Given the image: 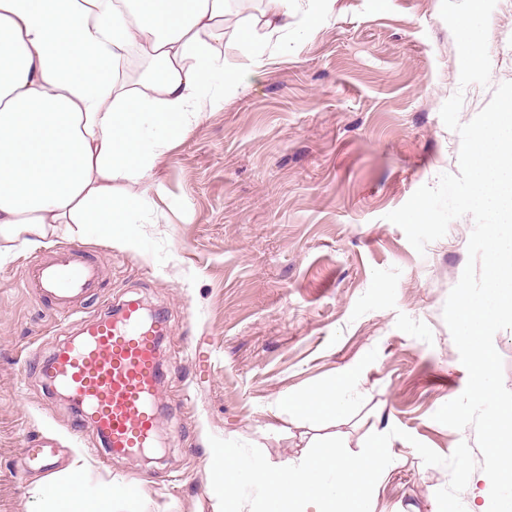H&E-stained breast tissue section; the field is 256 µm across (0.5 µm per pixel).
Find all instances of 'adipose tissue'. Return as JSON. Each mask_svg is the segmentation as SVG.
Returning a JSON list of instances; mask_svg holds the SVG:
<instances>
[{
    "mask_svg": "<svg viewBox=\"0 0 512 512\" xmlns=\"http://www.w3.org/2000/svg\"><path fill=\"white\" fill-rule=\"evenodd\" d=\"M226 0H0V237L42 246L47 227L96 226L112 242L137 223L163 185L154 170L167 151L223 93L263 67V43L292 26L295 0H267L263 39L241 34L253 59L242 72L226 66L214 41L224 35ZM162 66L128 86L130 51ZM347 380L285 398L288 409L338 424ZM73 460L58 483H38L51 512H112V493L84 495Z\"/></svg>",
    "mask_w": 512,
    "mask_h": 512,
    "instance_id": "ef3b65f1",
    "label": "adipose tissue"
}]
</instances>
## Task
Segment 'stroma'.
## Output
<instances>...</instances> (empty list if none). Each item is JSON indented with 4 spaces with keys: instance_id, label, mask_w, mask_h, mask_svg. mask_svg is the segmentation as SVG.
<instances>
[{
    "instance_id": "stroma-1",
    "label": "stroma",
    "mask_w": 512,
    "mask_h": 512,
    "mask_svg": "<svg viewBox=\"0 0 512 512\" xmlns=\"http://www.w3.org/2000/svg\"><path fill=\"white\" fill-rule=\"evenodd\" d=\"M441 0H297L299 17L318 13L314 34L289 31L287 54L224 95L160 160L165 193L129 246L89 227L58 229L39 248L63 245L97 257V296L60 316L28 286L21 241L0 239V512H39L22 450L55 440L52 473L84 457L87 496L114 491L112 512H218L206 462L209 436L257 446L271 465L297 458L306 441L330 437L326 423L287 410L283 396L347 373L340 430L350 453L392 428V466L376 485L375 512H435L449 472L425 465L422 442L443 456L474 428L433 419L465 389L468 374L443 307L468 259L472 217L417 252L387 213L420 186L457 173L460 137L440 109L463 91L461 122L512 81V0H497L489 24V86L460 88L459 57L440 16ZM227 11L219 48L236 69L242 28L259 18ZM137 300L161 311L158 449L109 456L41 373L82 321ZM138 483L145 498L125 495Z\"/></svg>"
}]
</instances>
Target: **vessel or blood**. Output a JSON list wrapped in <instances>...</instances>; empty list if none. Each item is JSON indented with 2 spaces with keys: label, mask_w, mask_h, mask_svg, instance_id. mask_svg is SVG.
Wrapping results in <instances>:
<instances>
[{
  "label": "vessel or blood",
  "mask_w": 512,
  "mask_h": 512,
  "mask_svg": "<svg viewBox=\"0 0 512 512\" xmlns=\"http://www.w3.org/2000/svg\"><path fill=\"white\" fill-rule=\"evenodd\" d=\"M29 281L58 312H72L95 294L99 264L81 247L61 246L48 260L29 262ZM165 319L146 321L139 302H125L116 317L84 323L78 343L56 351L43 367L101 432L109 452L151 446L159 426L158 348L168 337ZM56 448L45 441L24 449L29 467L49 470Z\"/></svg>",
  "instance_id": "obj_1"
}]
</instances>
